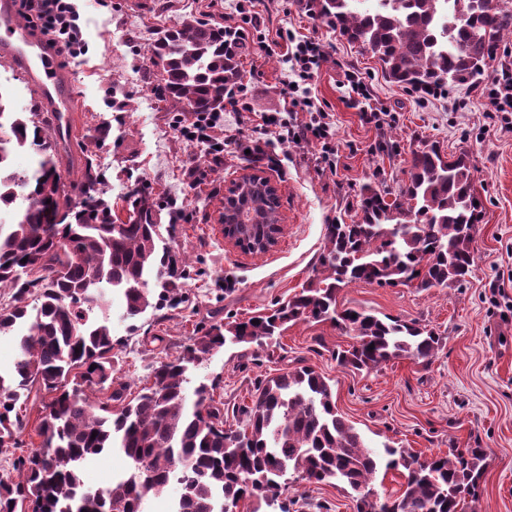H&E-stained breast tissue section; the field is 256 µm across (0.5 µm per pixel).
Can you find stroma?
Here are the masks:
<instances>
[{"label": "stroma", "instance_id": "35a3bbf8", "mask_svg": "<svg viewBox=\"0 0 512 512\" xmlns=\"http://www.w3.org/2000/svg\"><path fill=\"white\" fill-rule=\"evenodd\" d=\"M237 0H75L85 51L63 66L75 69L85 107L75 113L72 163H61L64 181L79 183L86 160L106 177L112 212L128 219L125 196L141 181L162 204L182 215L164 241L188 259L190 276L181 301L123 320L119 295L111 297L113 376L137 393L152 366L178 356L192 337L213 322L244 320L288 300L313 278L325 227L355 215L363 184L398 192L408 180L414 151L431 142L451 155L467 153L483 202L473 240L475 272L462 286L424 290L353 282L339 302L380 316L416 320L444 338L431 363L399 358L369 372L340 366L337 351L352 334L331 324L301 321L278 339L274 352L245 355L227 346L198 367L193 382L214 383L213 398L229 423L251 405L258 380L308 365L325 376L339 412L375 446L389 443L420 458L451 448H484L486 468L475 512H512V132L502 131L484 100L469 87L443 97L415 93L384 78L378 62L331 29L301 0H254L261 26L284 28L324 45L327 57L312 82L318 105L328 112L335 137V167L320 160L308 138L278 144L261 128L264 113L282 110L289 66L279 48L250 39L241 58L250 111L224 108L223 163L206 146L187 141L173 126L177 107L155 91L147 46L164 28L189 16L224 22ZM368 85L371 97L353 94L347 71ZM386 114L383 127L365 123L364 109ZM260 145L256 160L242 145ZM208 176L196 183L194 169ZM257 174L277 189L283 232L260 255L242 252L219 230L224 195L232 181ZM297 512H355L354 493L343 486L289 481Z\"/></svg>", "mask_w": 512, "mask_h": 512}]
</instances>
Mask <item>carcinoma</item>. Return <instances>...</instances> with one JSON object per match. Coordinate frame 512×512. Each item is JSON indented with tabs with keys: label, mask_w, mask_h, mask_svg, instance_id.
Wrapping results in <instances>:
<instances>
[{
	"label": "carcinoma",
	"mask_w": 512,
	"mask_h": 512,
	"mask_svg": "<svg viewBox=\"0 0 512 512\" xmlns=\"http://www.w3.org/2000/svg\"><path fill=\"white\" fill-rule=\"evenodd\" d=\"M348 42L371 54L389 81L417 93L469 85L512 34V10L494 0H307ZM243 40L224 25L198 18L162 30L149 47L160 68L158 94L186 112H222L240 78ZM37 147L29 171L4 169V150ZM66 148L47 135L37 112L0 120V208L21 201L17 220L0 223V288L13 290L0 306V335L19 339L13 367L0 371V449L18 444L24 415L16 406L32 393L42 402L38 449L15 463L18 480L0 482V512H145V504L178 486L171 512H224V505L262 500L280 512L288 474L309 484H342L356 493V512H466L484 470L482 448H450L424 460L387 443L378 450L339 413L324 376L298 366L255 386L237 427L208 386L190 387L191 373L226 345L262 349L298 321L329 322L356 342L336 361L357 371L405 357L430 362L442 337L417 321L349 307L341 287L362 281L429 289L466 281L474 272L473 234L482 205L467 155L448 159L437 144L412 154L408 182L394 199L371 184L357 194L359 218L328 224L315 278L288 302L252 319L215 322L173 360L154 368L153 382L130 398L112 387L116 341L109 295L124 300L134 321L176 300L189 276L186 261L160 246L157 202L130 185L133 216L121 224L105 198V178L85 164L77 185L59 183ZM261 219L250 239L267 238L279 223L278 196L256 188L241 198ZM33 302H28V298ZM106 390L97 402L92 391ZM97 435H92V432ZM130 461L128 472L104 488L82 480V469L108 449ZM399 470L401 488L386 500L371 488L379 469Z\"/></svg>",
	"instance_id": "carcinoma-1"
}]
</instances>
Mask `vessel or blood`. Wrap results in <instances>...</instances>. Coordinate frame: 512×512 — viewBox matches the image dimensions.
<instances>
[{"label":"vessel or blood","mask_w":512,"mask_h":512,"mask_svg":"<svg viewBox=\"0 0 512 512\" xmlns=\"http://www.w3.org/2000/svg\"><path fill=\"white\" fill-rule=\"evenodd\" d=\"M0 62L19 71L36 89L42 110L60 133V142H70L76 84L57 54L31 28L18 23L15 0H0Z\"/></svg>","instance_id":"obj_1"}]
</instances>
